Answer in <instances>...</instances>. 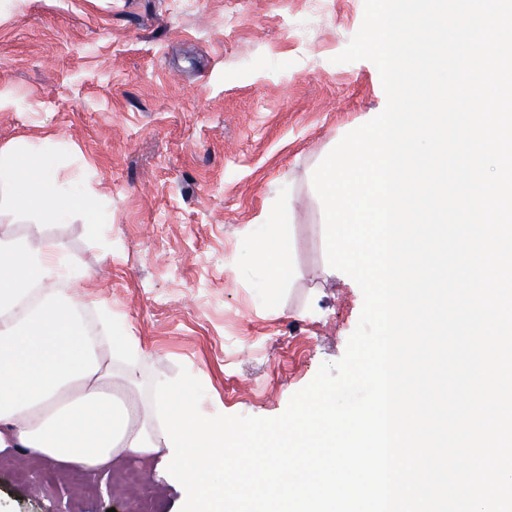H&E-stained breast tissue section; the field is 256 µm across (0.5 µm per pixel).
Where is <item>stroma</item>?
Here are the masks:
<instances>
[{
  "instance_id": "35a3bbf8",
  "label": "stroma",
  "mask_w": 512,
  "mask_h": 512,
  "mask_svg": "<svg viewBox=\"0 0 512 512\" xmlns=\"http://www.w3.org/2000/svg\"><path fill=\"white\" fill-rule=\"evenodd\" d=\"M364 0H0V148L56 134L62 184L95 195L112 229L81 208L42 231L95 270L85 291L111 305L115 332L146 355L143 385L197 377L200 411L271 418L358 325L360 287L323 273L310 173L386 95L374 63L338 64ZM292 246L291 282L271 285L252 256L263 214ZM277 301H270V294ZM144 469L158 512L186 491ZM35 459L27 481L0 465V512H124L112 471L80 493ZM55 476L44 484L45 476Z\"/></svg>"
}]
</instances>
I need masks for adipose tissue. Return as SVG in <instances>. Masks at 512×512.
<instances>
[{"mask_svg":"<svg viewBox=\"0 0 512 512\" xmlns=\"http://www.w3.org/2000/svg\"><path fill=\"white\" fill-rule=\"evenodd\" d=\"M55 136L0 149V204L50 223L69 209L57 178ZM251 247L281 283L292 278L290 240L273 215ZM89 271L65 246L38 233H0V450L87 472L125 456H167L153 395L140 386L143 356L116 339L110 307L83 291Z\"/></svg>","mask_w":512,"mask_h":512,"instance_id":"obj_1","label":"adipose tissue"}]
</instances>
